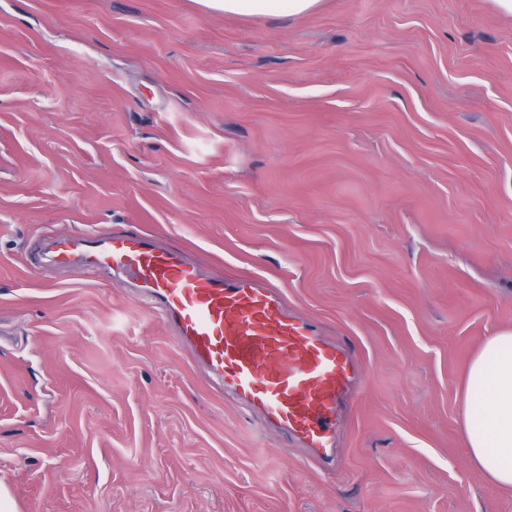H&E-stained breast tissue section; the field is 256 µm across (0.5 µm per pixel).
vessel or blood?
<instances>
[{
	"label": "vessel or blood",
	"instance_id": "obj_1",
	"mask_svg": "<svg viewBox=\"0 0 512 512\" xmlns=\"http://www.w3.org/2000/svg\"><path fill=\"white\" fill-rule=\"evenodd\" d=\"M48 266L136 289L194 362L267 425L322 460L336 452L337 414L358 377L346 347L288 312L282 295L253 276L203 274L183 252L150 236L47 234Z\"/></svg>",
	"mask_w": 512,
	"mask_h": 512
}]
</instances>
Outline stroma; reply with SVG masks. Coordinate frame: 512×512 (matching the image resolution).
I'll return each instance as SVG.
<instances>
[{
    "mask_svg": "<svg viewBox=\"0 0 512 512\" xmlns=\"http://www.w3.org/2000/svg\"><path fill=\"white\" fill-rule=\"evenodd\" d=\"M149 234L356 348L336 469L43 233ZM512 331V16L492 0H0V484L17 512H512L462 435ZM207 10L233 16L298 17L315 9L321 0H196Z\"/></svg>",
    "mask_w": 512,
    "mask_h": 512,
    "instance_id": "1",
    "label": "stroma"
}]
</instances>
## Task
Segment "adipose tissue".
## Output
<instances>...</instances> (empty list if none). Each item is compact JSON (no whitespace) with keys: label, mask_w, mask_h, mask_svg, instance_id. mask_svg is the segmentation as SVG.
<instances>
[{"label":"adipose tissue","mask_w":512,"mask_h":512,"mask_svg":"<svg viewBox=\"0 0 512 512\" xmlns=\"http://www.w3.org/2000/svg\"><path fill=\"white\" fill-rule=\"evenodd\" d=\"M233 16L298 17L320 0H197ZM462 431L469 458L496 488H512V332L489 337L470 360L463 388Z\"/></svg>","instance_id":"ef3b65f1"}]
</instances>
